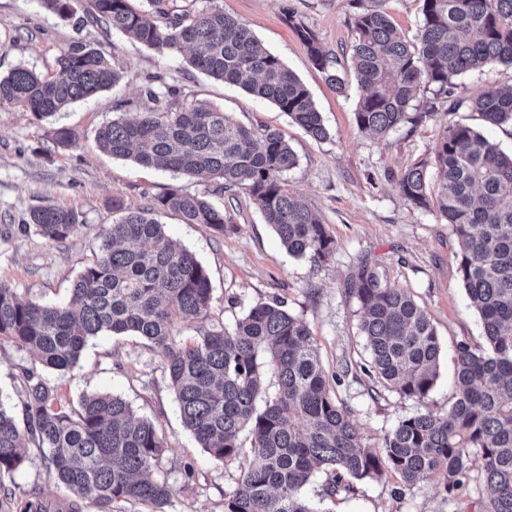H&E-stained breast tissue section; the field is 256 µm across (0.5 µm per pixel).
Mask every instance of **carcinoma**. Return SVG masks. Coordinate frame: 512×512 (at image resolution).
I'll return each mask as SVG.
<instances>
[{
    "instance_id": "obj_1",
    "label": "carcinoma",
    "mask_w": 512,
    "mask_h": 512,
    "mask_svg": "<svg viewBox=\"0 0 512 512\" xmlns=\"http://www.w3.org/2000/svg\"><path fill=\"white\" fill-rule=\"evenodd\" d=\"M39 2L60 17L72 14V0ZM144 2L143 10L134 11L128 0H86L85 22H104L163 54L186 49L193 68L272 102L312 138H327L303 82L214 0L186 9L170 0ZM294 28L328 84L344 90L345 75L330 69L315 34ZM353 28L360 132L384 138L405 123L434 117L444 103L450 111L477 114L487 127L512 124V87L453 97L455 80L465 74L512 68V0H422V19L411 38L380 8L356 13ZM120 79L103 51L78 42L58 56L49 77L24 66L0 76V107L20 106L49 118ZM427 87L439 103L420 106L418 94ZM144 94L155 107L102 125L95 136L99 148L143 166L205 175L222 191L243 190L289 254L316 262L333 255L325 225L285 187L297 157L279 131L246 127L205 104H162L176 95L172 88L159 94L148 86ZM433 161L436 184H429L426 163L417 162L401 174L398 187L415 208L435 199L451 226L461 245L458 272L486 346L459 341L448 411L400 419L379 448L363 441L350 408L330 386L308 323L284 302L258 303L230 329L212 323L206 269L167 238L155 214L176 212L184 223L204 224L218 235L227 216L177 188L139 211L112 203L123 215L106 228L96 260L77 278L67 302L22 300L0 283V343L35 354L46 368L70 370L102 332L146 339L163 358L184 427L209 456L221 465L252 457L224 495V512H318L303 495L317 472L326 475L328 497L389 473L405 487L439 477L452 495L475 469L486 486L476 512H512V154L456 123L445 127ZM29 223L44 238L62 242L74 234L78 216L49 205L31 212ZM347 294L361 309L371 398L384 389L425 402L440 356L427 311L408 289L366 263L350 276ZM185 328L196 335L182 337ZM269 370L275 375L272 392ZM22 375L24 427L0 407V480L13 475L33 445L47 449L49 469L71 496L48 502L33 489L6 512H81L83 500L97 512H128V505L167 512V483L153 477L165 441L150 421L109 393H84L67 408L50 380L33 369Z\"/></svg>"
}]
</instances>
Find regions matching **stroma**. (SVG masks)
Wrapping results in <instances>:
<instances>
[{
	"label": "stroma",
	"mask_w": 512,
	"mask_h": 512,
	"mask_svg": "<svg viewBox=\"0 0 512 512\" xmlns=\"http://www.w3.org/2000/svg\"><path fill=\"white\" fill-rule=\"evenodd\" d=\"M217 2L225 14L247 24L306 85L328 139L311 138L271 102L198 72L183 54H159L106 26L76 30L83 0H75L70 19L44 9L39 0H0V75L20 64L52 75L57 57L80 39L102 50L121 75L113 87L48 119L20 107H0V282L24 300L64 302L80 273L95 260L105 229L119 217L113 201L137 210L172 188L205 198L228 215L223 234L183 223L170 211L158 219L167 236L207 269L216 318L229 328L256 303L283 300L291 314L308 323L327 374L349 366L348 375L334 387L336 396L350 408L366 444L379 447L401 418L426 410L446 412L454 394L456 343H485L482 322L457 271L459 244L451 227L436 208L411 206L398 188L406 167L430 158L446 126H474L478 119L469 112H451L404 125L382 139L358 131L357 83H350L343 94L328 85L295 27L309 28L331 57L349 64L355 38L352 16L370 0ZM149 85L159 91L177 88L179 103H208L244 126L280 130L297 156L296 167L285 176L286 187L328 228L335 241L332 257L317 262L288 254L245 192L222 193L208 178L145 167L99 149L97 128L142 111ZM60 127L72 132V145L56 146L54 131ZM46 205L77 213L72 237L51 242L28 226L30 213ZM363 260L376 265L392 284L410 290L436 328L439 378L426 402L389 391L376 400L369 396L371 382L361 370L368 354L359 332L360 309L346 293L350 275ZM37 364L32 353L0 345V403L13 414L21 412V370ZM45 376L57 385L66 405H77L86 392L111 393L154 423L167 446L156 475L170 488L171 512H224L225 492L234 488L251 459L224 466L212 461L184 429L163 361L146 340L101 333L89 340L75 368L63 374L49 370ZM324 482V474L318 473L305 488L317 512H474L486 493L477 473L453 496L435 479L401 489L399 476L390 474L355 483L352 493L326 499ZM4 485L17 499L32 490L48 500L67 494L34 447Z\"/></svg>",
	"instance_id": "35a3bbf8"
}]
</instances>
